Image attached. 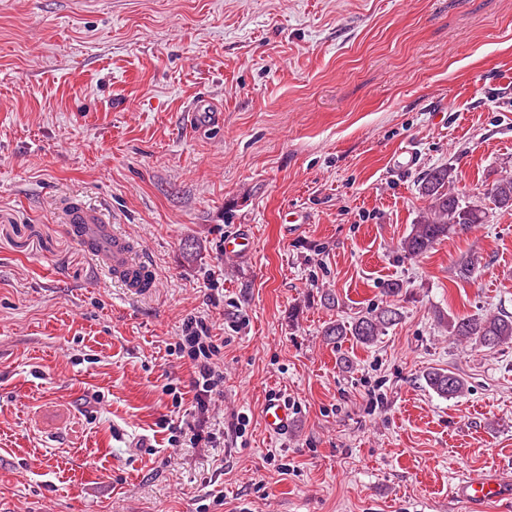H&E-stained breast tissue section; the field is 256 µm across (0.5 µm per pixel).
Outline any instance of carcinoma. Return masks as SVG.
<instances>
[{
    "label": "carcinoma",
    "instance_id": "cac0c4a2",
    "mask_svg": "<svg viewBox=\"0 0 512 512\" xmlns=\"http://www.w3.org/2000/svg\"><path fill=\"white\" fill-rule=\"evenodd\" d=\"M419 194L427 200L425 212L398 246L407 258L426 255L459 228L488 223L489 211L486 205L479 201L466 202L454 191L452 169L447 166L434 167L426 173L420 182ZM487 198L495 209L512 211V175L497 180L487 192ZM478 263L479 259L473 255L460 259L455 266L457 279L470 281ZM401 319L400 309L387 303L355 317L349 323L339 320L329 323L324 328L323 336L334 344L351 336L356 342L370 346ZM440 322L448 328V336L452 341L460 346L475 345L494 349L512 341V315L507 312L449 319L442 317ZM423 378L431 390L444 398L456 397L466 389L464 379L448 369L433 368Z\"/></svg>",
    "mask_w": 512,
    "mask_h": 512
}]
</instances>
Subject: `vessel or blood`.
Here are the masks:
<instances>
[{
	"mask_svg": "<svg viewBox=\"0 0 512 512\" xmlns=\"http://www.w3.org/2000/svg\"><path fill=\"white\" fill-rule=\"evenodd\" d=\"M64 221L67 226H78V241L97 258L106 274L122 282L125 287L143 290L153 277L148 265L134 258L124 235L112 228L98 210L77 201L65 206ZM289 413L285 402L271 399L266 404L265 428L270 435L278 436L288 427ZM506 494L502 483L475 474L465 477L454 489V495L471 512H487Z\"/></svg>",
	"mask_w": 512,
	"mask_h": 512,
	"instance_id": "vessel-or-blood-1",
	"label": "vessel or blood"
}]
</instances>
